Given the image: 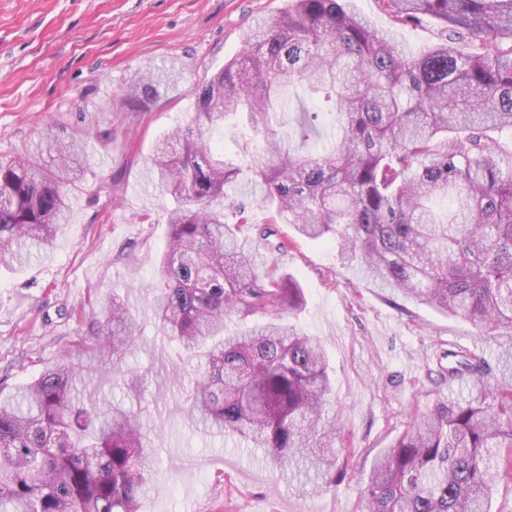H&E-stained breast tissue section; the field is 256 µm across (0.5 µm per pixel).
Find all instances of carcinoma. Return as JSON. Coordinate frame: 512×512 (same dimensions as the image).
Wrapping results in <instances>:
<instances>
[{"label":"carcinoma","instance_id":"cac0c4a2","mask_svg":"<svg viewBox=\"0 0 512 512\" xmlns=\"http://www.w3.org/2000/svg\"><path fill=\"white\" fill-rule=\"evenodd\" d=\"M262 17L241 53L196 89L188 123L156 140L148 179L174 200L162 273L152 285L164 335L203 359L187 399L203 429L239 437L267 460L308 463L336 484L331 380L319 341L283 321L306 306L299 282L257 265L284 253L274 224L334 239L343 262L378 288L508 335L494 370L467 350L448 367V394L410 416L374 461L365 512H494L512 486V0H379L393 21H440L446 39L406 56L346 0H287ZM465 42V55L454 47ZM177 66L149 67L113 91L116 121L150 112ZM333 117L336 134L301 153L278 131L286 88ZM253 133L231 157L212 148L224 120ZM318 113H298L301 145ZM39 150L0 159V265L23 268L67 223L84 154L56 126ZM260 188L269 223H248L235 189ZM136 324L114 296L81 338L83 354L136 392L124 370ZM67 356L38 377L0 382V512H141L156 480L141 411L94 404Z\"/></svg>","mask_w":512,"mask_h":512}]
</instances>
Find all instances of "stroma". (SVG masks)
I'll list each match as a JSON object with an SVG mask.
<instances>
[{"instance_id": "obj_1", "label": "stroma", "mask_w": 512, "mask_h": 512, "mask_svg": "<svg viewBox=\"0 0 512 512\" xmlns=\"http://www.w3.org/2000/svg\"><path fill=\"white\" fill-rule=\"evenodd\" d=\"M285 0H0V159L36 147L47 126L92 116L84 174L71 197L68 224L47 254L24 269L0 267V378L18 385L61 354L81 362L78 333L116 294L139 326L126 365L140 373L129 393L111 366L83 371L78 387L96 402L143 405L160 477L142 512H362V491L383 448L401 434L412 411L440 390L448 351L483 354L496 365L504 339L470 321L374 288L341 261L335 241L291 238L286 253L260 251L301 284L306 307L295 323L318 338L333 381L341 430L336 459L343 474L317 491L313 475L271 467L260 449L192 426L185 400L197 363L158 327L150 283L165 246L172 199L148 182L155 140L185 124L203 77L242 49L259 16L278 15ZM351 9L389 32L418 57L441 42L433 18L396 24L378 0H349ZM178 64L177 83L151 112L112 121V92L139 70ZM117 177L112 195L101 180Z\"/></svg>"}]
</instances>
